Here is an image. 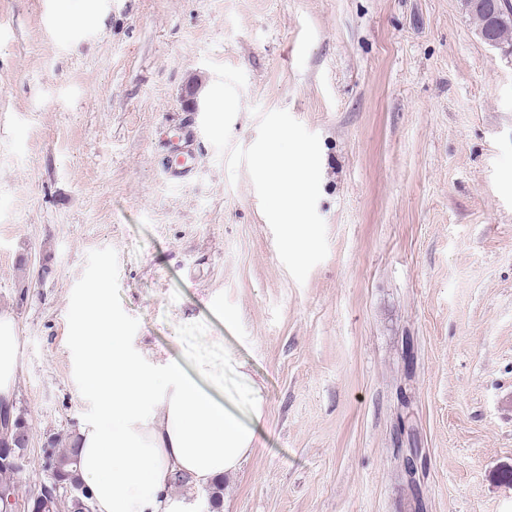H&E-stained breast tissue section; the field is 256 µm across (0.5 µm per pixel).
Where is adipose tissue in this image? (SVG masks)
<instances>
[{"instance_id": "obj_1", "label": "adipose tissue", "mask_w": 512, "mask_h": 512, "mask_svg": "<svg viewBox=\"0 0 512 512\" xmlns=\"http://www.w3.org/2000/svg\"><path fill=\"white\" fill-rule=\"evenodd\" d=\"M105 280L89 290L75 340L85 354V385L99 419L75 433L79 472L94 512H180L169 479L187 490L231 479L250 458L256 434L206 382L171 356L145 364L113 322Z\"/></svg>"}]
</instances>
